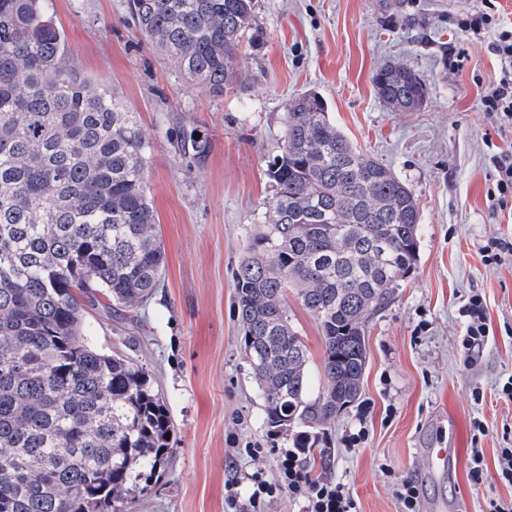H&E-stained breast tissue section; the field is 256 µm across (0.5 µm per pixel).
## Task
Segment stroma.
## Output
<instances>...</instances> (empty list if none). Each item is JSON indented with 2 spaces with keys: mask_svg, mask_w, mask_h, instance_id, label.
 <instances>
[{
  "mask_svg": "<svg viewBox=\"0 0 512 512\" xmlns=\"http://www.w3.org/2000/svg\"><path fill=\"white\" fill-rule=\"evenodd\" d=\"M130 0H51L65 59L117 91L138 113L150 152L148 196L165 252L163 286L137 320L101 306L86 320L94 345L142 366L173 423L174 449L129 512H225V487L243 474L275 480L277 449L292 436L269 431L244 357L233 303V271L271 196L267 163L279 154L290 97L311 91L361 152L406 181L421 214L416 265L397 297L366 329L362 394L325 428V458L307 460L313 477L343 482L356 512H400L390 478L414 479L422 512H485L512 486L488 476L471 485L470 448L493 460L512 428V402L499 389L512 376V256L484 261V248L512 242V216L493 213L478 94L498 61L485 43L457 32L480 0H259L240 39L247 80L216 95L186 83L142 36ZM415 69L427 87L416 112H391L373 76L385 63ZM198 134L202 152L183 151ZM486 299L493 334L466 361L458 309ZM288 316L309 350V395L321 386L319 324L295 296ZM483 393L474 401L473 390ZM484 423L475 433L473 419ZM260 443L263 454L237 456ZM430 448L447 449L437 469Z\"/></svg>",
  "mask_w": 512,
  "mask_h": 512,
  "instance_id": "stroma-1",
  "label": "stroma"
}]
</instances>
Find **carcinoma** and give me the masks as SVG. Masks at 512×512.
<instances>
[{
	"label": "carcinoma",
	"instance_id": "cac0c4a2",
	"mask_svg": "<svg viewBox=\"0 0 512 512\" xmlns=\"http://www.w3.org/2000/svg\"><path fill=\"white\" fill-rule=\"evenodd\" d=\"M256 6L130 3L145 39L217 95L246 81L240 37ZM374 84L392 112H414L427 95L402 64L382 65ZM147 152L121 97L64 62L47 0H0V512H124L174 453L146 371L84 336L88 307L105 298L136 312L161 285ZM267 175L265 221L234 270L237 322L264 425L322 457L318 433L362 393L367 320L414 269L420 210L406 182L358 150L315 93L288 102ZM289 291L322 332L313 401Z\"/></svg>",
	"mask_w": 512,
	"mask_h": 512
}]
</instances>
